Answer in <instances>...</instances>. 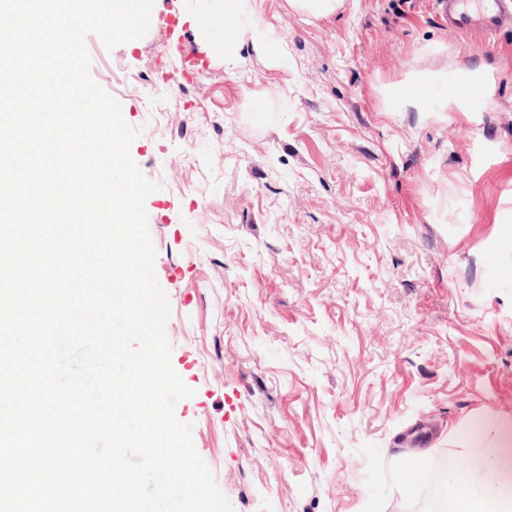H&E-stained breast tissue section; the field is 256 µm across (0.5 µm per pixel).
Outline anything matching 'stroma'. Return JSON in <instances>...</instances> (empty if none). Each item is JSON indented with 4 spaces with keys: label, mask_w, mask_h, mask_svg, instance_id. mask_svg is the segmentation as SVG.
Returning <instances> with one entry per match:
<instances>
[{
    "label": "stroma",
    "mask_w": 512,
    "mask_h": 512,
    "mask_svg": "<svg viewBox=\"0 0 512 512\" xmlns=\"http://www.w3.org/2000/svg\"><path fill=\"white\" fill-rule=\"evenodd\" d=\"M227 6L159 0L143 38H85L157 186L154 271L193 391L175 417L234 512H434L468 467L449 433L512 419V32L449 33L434 0L311 20L252 0L273 63L228 37ZM479 65L481 111L382 101L409 71L436 99L448 67Z\"/></svg>",
    "instance_id": "stroma-1"
}]
</instances>
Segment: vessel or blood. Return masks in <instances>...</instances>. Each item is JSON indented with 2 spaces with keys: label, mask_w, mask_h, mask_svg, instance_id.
<instances>
[{
  "label": "vessel or blood",
  "mask_w": 512,
  "mask_h": 512,
  "mask_svg": "<svg viewBox=\"0 0 512 512\" xmlns=\"http://www.w3.org/2000/svg\"><path fill=\"white\" fill-rule=\"evenodd\" d=\"M448 30L452 33H475L491 38L501 30L512 29V0H440ZM448 97L463 98L474 107L484 99L479 85L468 76H460L444 86Z\"/></svg>",
  "instance_id": "obj_1"
}]
</instances>
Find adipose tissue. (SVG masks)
<instances>
[{
    "instance_id": "obj_1",
    "label": "adipose tissue",
    "mask_w": 512,
    "mask_h": 512,
    "mask_svg": "<svg viewBox=\"0 0 512 512\" xmlns=\"http://www.w3.org/2000/svg\"><path fill=\"white\" fill-rule=\"evenodd\" d=\"M455 441L469 454L472 477L462 493L449 496L448 512H495L512 496V422L476 417Z\"/></svg>"
}]
</instances>
